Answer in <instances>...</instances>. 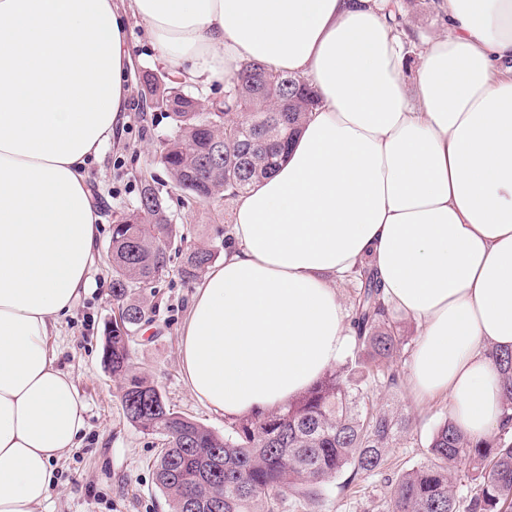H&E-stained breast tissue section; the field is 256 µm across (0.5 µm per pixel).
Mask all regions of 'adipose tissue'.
I'll list each match as a JSON object with an SVG mask.
<instances>
[{"mask_svg":"<svg viewBox=\"0 0 512 512\" xmlns=\"http://www.w3.org/2000/svg\"><path fill=\"white\" fill-rule=\"evenodd\" d=\"M392 0H0V512H36L84 408L49 338L88 284L89 168L126 108L136 17L183 82L251 60L305 75L319 105L238 198L196 286L180 356L234 417L288 404L354 346L335 284L374 269L415 319L407 379L463 434L501 425L512 350V0H441L443 35L401 77Z\"/></svg>","mask_w":512,"mask_h":512,"instance_id":"adipose-tissue-1","label":"adipose tissue"}]
</instances>
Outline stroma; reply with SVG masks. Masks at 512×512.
<instances>
[{
  "instance_id": "1",
  "label": "stroma",
  "mask_w": 512,
  "mask_h": 512,
  "mask_svg": "<svg viewBox=\"0 0 512 512\" xmlns=\"http://www.w3.org/2000/svg\"><path fill=\"white\" fill-rule=\"evenodd\" d=\"M397 2L400 10L395 33L403 47V80L411 89L421 46L442 34L445 25L438 0ZM127 34L134 60L128 109L120 128L89 170L90 190L100 215L96 260L87 292L50 339L57 365L75 381L85 407L86 427L77 448L58 462V484L39 512H169L151 468L160 442L125 421L119 383L102 364L104 327L112 316V226L123 207L136 200L142 176L153 177L162 191L171 189L170 177L158 161L159 140L169 133L171 121L153 108L143 92L142 77L151 74L170 85L175 79L157 58L137 18H130ZM169 208L175 223L183 226L193 243L220 248L234 222L236 200L219 196L184 205L173 198ZM193 294V285L174 273L149 290L154 312L137 334L131 364L135 373L158 386L171 408L220 433L228 418L192 396L181 368V336ZM391 397L412 420L409 431L389 452L393 463L405 469L423 461L425 450L416 441L432 435L447 417L449 403L439 399L419 406L404 385L393 390ZM388 498V490L378 478L365 483L353 497L343 495L333 485L320 512H385Z\"/></svg>"
}]
</instances>
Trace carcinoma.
Listing matches in <instances>:
<instances>
[{
    "label": "carcinoma",
    "instance_id": "1",
    "mask_svg": "<svg viewBox=\"0 0 512 512\" xmlns=\"http://www.w3.org/2000/svg\"><path fill=\"white\" fill-rule=\"evenodd\" d=\"M276 80L258 91L257 77ZM148 93L175 102L169 113L174 135L158 160L173 187L198 202L236 197L276 171L318 100L297 74L273 72L258 62L239 66L224 89V101L208 112L180 86H158L145 75ZM183 230L173 223L164 196L145 184L136 201L112 225V304L118 316L104 329L102 362L120 380L123 416L134 428L158 437L154 481L170 512H280L285 497L317 504L330 483L346 473L344 488L388 470L390 448L409 429L411 418L376 392L398 386L391 363L404 337L390 322L374 271L357 275L351 299L355 331L352 357L287 405L242 418L220 435L175 411L154 383L132 373L130 353L149 313L140 293L170 272V252L182 247ZM217 250L188 247L179 276L200 278ZM502 375V410L508 423L499 435L474 442L450 421L433 432L427 458L392 479L391 512H512V352H497ZM471 469L461 478L457 460ZM473 485L465 506L456 485Z\"/></svg>",
    "mask_w": 512,
    "mask_h": 512
}]
</instances>
